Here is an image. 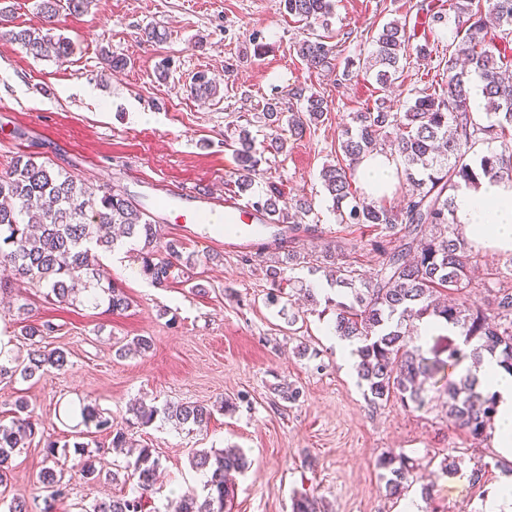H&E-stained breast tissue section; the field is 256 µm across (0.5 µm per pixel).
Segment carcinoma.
Returning <instances> with one entry per match:
<instances>
[{
    "mask_svg": "<svg viewBox=\"0 0 512 512\" xmlns=\"http://www.w3.org/2000/svg\"><path fill=\"white\" fill-rule=\"evenodd\" d=\"M456 17L464 18L453 37L454 50L444 60L448 80L438 91L424 88L417 92L412 105L395 112L380 98L365 110L353 113L352 125L341 135L340 150L348 164H328L322 168L324 187L333 202L340 224H372L388 230L397 245L387 238L371 241V250L382 257L373 276L363 278L347 259L345 244L327 240L316 255L317 269L323 270L330 284L346 291L349 302L336 304L332 330L334 335L357 341L355 369L365 383L364 398L374 409L397 399L405 407L422 409L429 404L424 382L443 384L448 422L472 440L491 437L495 420V399L479 389L477 377L468 371L457 372L466 359L478 364L484 355L494 356L512 371V280L496 281L488 289L487 303L472 299L473 253L459 238L451 216L455 193L468 185L476 186L482 178L512 181V60L498 47L497 40L512 36V0H448ZM90 0H41L39 4L47 29L14 28L0 36L18 44L35 59L55 57L64 60L72 54L68 40L52 34L51 25L60 8L82 13ZM284 11L309 27V33L297 43L299 56L313 71H329L335 46L326 36L314 32V25L326 29L332 15V0H280ZM371 45L362 59V69L372 74L385 90L402 77L403 61L411 55L431 58L429 43L412 44L405 26L396 22L383 25L375 35L361 36ZM483 83L489 124L479 123L469 106L473 78ZM295 97L303 102L300 111L288 117L290 135L301 136L306 129L324 121L327 99L318 92L300 89ZM264 119L270 128H280L285 112L280 105L266 104ZM390 129L400 130L396 138L404 172L410 184L403 204L392 207L386 200L370 201L356 196L353 189L355 167L362 157L377 150ZM488 141L500 142V149H488L474 162L467 156ZM234 149L238 166V187L251 186V174L257 165L252 143L240 133ZM281 192L273 189L249 199L251 207L275 216L288 225V238L276 233L260 244V251L275 254L284 243L300 237H313L317 225L305 223L312 213V202L299 198L290 214L278 207ZM118 225L126 237L140 244L135 258L140 271L155 286L168 287L175 280L176 262H195L183 256L178 244L161 242L159 225L129 195L112 187L91 190L73 175L56 170L47 161L23 153L12 166L0 172V267L16 279L46 289L54 302L106 305L111 314L126 312L131 302L124 290L112 283L101 265L99 253L110 252L114 237L107 229ZM266 276L277 292L269 294L268 303L276 305L283 290L282 270L266 266ZM424 318L442 319L461 330L463 347L452 344L441 350H429L413 344L410 325ZM55 332L49 322H29L21 329L29 352L21 359L5 353L0 362V379L20 376L32 378L37 372L61 370L67 355L60 348H49L43 341ZM152 348L151 339L137 336L117 349L118 356L144 354ZM9 422L0 421V506L7 512H29L26 500L5 502L13 470L14 457L30 445L37 434L35 409L25 399L15 403ZM135 419L149 424L161 416L179 426H206L212 409L203 403L167 402L162 407L143 402L131 406ZM74 412L80 425L111 438L112 450L127 457L124 481H133L141 494L96 499L86 506L76 504L78 512H143L142 493L152 490L159 469V459L147 446H138L111 416L101 412L86 398L78 399ZM43 439L46 461L39 477L42 512H54L57 502L70 494V484L58 473L57 448H77L76 468L87 484L118 480V472L103 469L100 449L91 450L80 441ZM190 464L208 475L202 492L190 488L171 501L170 512H230L232 488L225 477L241 472L248 460L239 448L199 450L192 453ZM386 496L398 498L417 477L414 462L405 454H387L377 461ZM293 512H321L317 500L308 494L294 499Z\"/></svg>",
    "mask_w": 512,
    "mask_h": 512,
    "instance_id": "obj_1",
    "label": "carcinoma"
}]
</instances>
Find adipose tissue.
Returning <instances> with one entry per match:
<instances>
[{
    "label": "adipose tissue",
    "instance_id": "1",
    "mask_svg": "<svg viewBox=\"0 0 512 512\" xmlns=\"http://www.w3.org/2000/svg\"><path fill=\"white\" fill-rule=\"evenodd\" d=\"M397 167L398 162L391 154L370 155L360 160L355 178L367 196L378 199L391 194L397 181ZM454 221L474 248L512 254V181L484 179L478 188L459 191ZM475 374L482 390L497 399L491 445L500 454L512 456V371L488 357Z\"/></svg>",
    "mask_w": 512,
    "mask_h": 512
}]
</instances>
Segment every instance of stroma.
<instances>
[{"mask_svg": "<svg viewBox=\"0 0 512 512\" xmlns=\"http://www.w3.org/2000/svg\"><path fill=\"white\" fill-rule=\"evenodd\" d=\"M39 2L0 0L11 9L0 19V171L18 153H34L87 186L120 188L196 262L166 288L141 275L113 274L131 300L121 315L47 302L42 289L26 282L0 290V334L13 337V353H27L15 339L18 307L27 303L33 320L56 325L47 342L67 354L63 370L0 379V420L23 397L35 407L40 431L60 439L71 431L68 403L95 400L160 458V477L143 498L144 512H166L172 493L201 488L189 456L203 448H238L250 462L233 476L232 512H292L294 498L303 493L321 499L326 512H404L409 504L418 512H485L504 477L494 466L498 454L489 442L478 444L449 429L441 387L428 389L429 404L421 410L395 399L370 409L356 370L343 368L329 336L334 311L326 303L344 300V293L330 287L322 272L299 267L290 276L316 288L317 304L299 301L282 313L266 306L265 262L243 260L233 238L210 225L173 222L157 206L153 186L161 179L172 190L220 187L239 195L233 144L248 131L258 158L252 192L277 186L283 208L312 198L310 223L325 239L345 242L357 270L371 274L379 256L369 243L383 230L338 223L321 169L335 162L352 113L382 95L394 111H406L419 90L442 87L446 74L438 59L411 57L401 81L379 92L363 70L344 76L360 47L343 34L399 20L415 42H447L455 23L428 27L422 0H333L328 33L338 44L336 60L332 70L317 73L297 54L303 23L280 9L279 0H91L83 13H60L55 26L73 52L59 61L32 58L4 36L17 26H41ZM151 27L165 31L163 42L146 40ZM108 55L126 59V67L110 70ZM163 67L168 74L161 81ZM201 72L214 78L216 96L192 92ZM300 87L324 95L328 115L303 137L288 138L283 152L270 151L273 131L262 120L263 107L276 98L300 108L293 96ZM141 112L147 121H138ZM199 284L204 293L196 292ZM290 315L295 324L287 323ZM135 336L151 338L152 349L118 357V348ZM285 389L296 391L295 401L282 398ZM170 400L202 401L215 411L206 428L194 431L159 419L142 426L128 412L137 401L160 407ZM399 452L433 482L432 502L422 499L417 482L400 498L386 496L376 462ZM75 457L70 451L59 458L73 492L56 512L132 493V485L120 481L90 488L70 469ZM446 457L458 463V474L442 473ZM43 460L35 443L14 459L8 494L25 499L31 512L42 508L37 487ZM480 464L487 467L481 487L467 479Z\"/></svg>", "mask_w": 512, "mask_h": 512, "instance_id": "1", "label": "stroma"}]
</instances>
